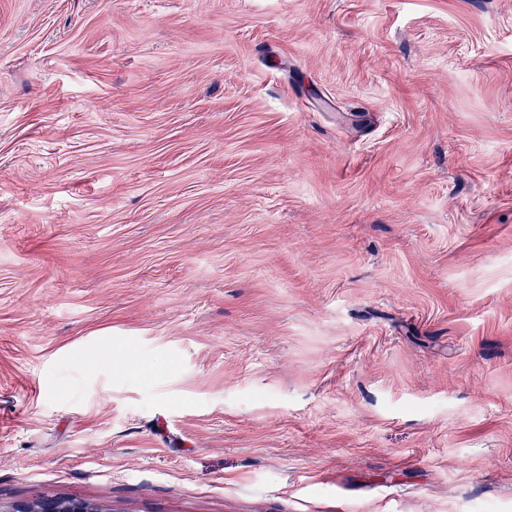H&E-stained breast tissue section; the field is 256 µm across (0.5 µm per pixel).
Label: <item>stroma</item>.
<instances>
[{"mask_svg": "<svg viewBox=\"0 0 512 512\" xmlns=\"http://www.w3.org/2000/svg\"><path fill=\"white\" fill-rule=\"evenodd\" d=\"M512 512V0H0V512ZM27 512H102L98 504L86 499L60 500L57 498H45L36 505L26 510Z\"/></svg>", "mask_w": 512, "mask_h": 512, "instance_id": "obj_1", "label": "stroma"}]
</instances>
